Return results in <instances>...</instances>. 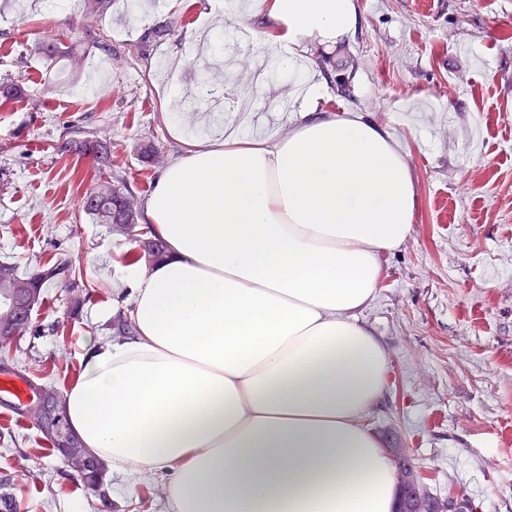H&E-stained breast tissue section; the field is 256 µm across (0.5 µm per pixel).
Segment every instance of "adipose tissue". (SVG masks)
Returning a JSON list of instances; mask_svg holds the SVG:
<instances>
[{
  "label": "adipose tissue",
  "instance_id": "adipose-tissue-1",
  "mask_svg": "<svg viewBox=\"0 0 512 512\" xmlns=\"http://www.w3.org/2000/svg\"><path fill=\"white\" fill-rule=\"evenodd\" d=\"M249 18L291 75L360 23L354 0H253ZM325 97L306 83L281 136L177 127L186 151L145 206L166 254L117 271L131 330L89 346L65 392L85 451L126 481L162 478L168 512L398 506L364 421L387 357L357 314L418 198L395 129Z\"/></svg>",
  "mask_w": 512,
  "mask_h": 512
}]
</instances>
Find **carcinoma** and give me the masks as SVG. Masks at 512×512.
<instances>
[{"instance_id": "1", "label": "carcinoma", "mask_w": 512, "mask_h": 512, "mask_svg": "<svg viewBox=\"0 0 512 512\" xmlns=\"http://www.w3.org/2000/svg\"><path fill=\"white\" fill-rule=\"evenodd\" d=\"M111 0H82V13L86 18H94L104 13ZM35 52L52 62L69 54L68 47L59 39L47 38L35 44ZM76 148L95 155L98 161L99 178L95 186L86 193L82 210L97 224L109 227L122 225L131 236L138 227L140 214L138 199L129 190L124 180L115 176L117 160L111 158L107 146L97 137L95 131L83 132L82 140L75 142ZM139 243L148 249L138 256V260L155 262L164 255L162 241L151 235V231L140 233ZM58 280L71 292L85 287L81 274L77 273L67 259H58L48 268L37 267L19 273L16 265L0 262V328L5 327L24 335L29 330L25 300L35 298V306L42 303V290L50 281ZM74 450L65 460L66 465L94 491L102 489L105 476V463L87 454L81 444L73 442Z\"/></svg>"}]
</instances>
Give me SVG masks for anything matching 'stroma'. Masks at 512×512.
<instances>
[{
    "mask_svg": "<svg viewBox=\"0 0 512 512\" xmlns=\"http://www.w3.org/2000/svg\"><path fill=\"white\" fill-rule=\"evenodd\" d=\"M129 0L95 23L114 48L153 28L172 35L148 44V61L110 58L85 36L79 0H0V80L25 75L24 98L0 100V260L26 271L71 261L86 284L82 303L57 282L44 288L32 327L0 348V368L33 386L66 390L89 341L112 334L126 298L112 295L116 268L132 260L133 237L113 235L82 211L97 174L92 156L63 150L65 128L101 131L128 187L147 200L159 171L139 145L165 160L181 152L165 116L169 94L210 95L196 118L224 116L225 134L287 131L291 109L249 98L225 113L245 71L259 68L271 92L292 79L272 51L236 42V30L187 40L211 0ZM360 27L350 42L320 47L326 107L371 113L396 126L418 196L415 231L383 256L374 298L358 314L384 348L388 366L378 405L366 417L383 448L407 455L427 492L453 512H512V0H356ZM46 37L70 48L56 80L34 45ZM100 71L101 86L86 89ZM24 408L0 395V496L16 512H165L160 481L125 493L114 478L91 491L52 448Z\"/></svg>",
    "mask_w": 512,
    "mask_h": 512,
    "instance_id": "35a3bbf8",
    "label": "stroma"
}]
</instances>
